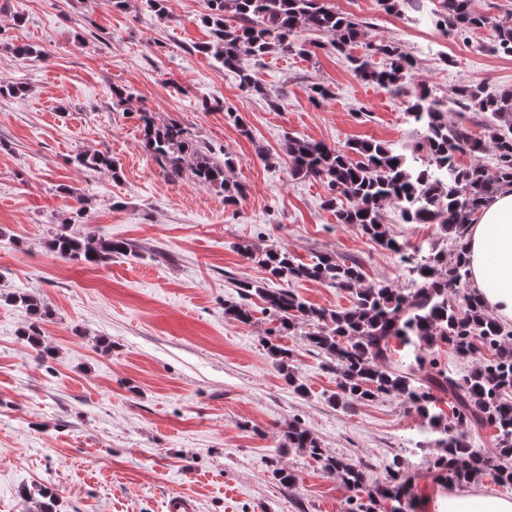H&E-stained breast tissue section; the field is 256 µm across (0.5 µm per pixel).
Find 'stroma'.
<instances>
[{
  "label": "stroma",
  "mask_w": 512,
  "mask_h": 512,
  "mask_svg": "<svg viewBox=\"0 0 512 512\" xmlns=\"http://www.w3.org/2000/svg\"><path fill=\"white\" fill-rule=\"evenodd\" d=\"M365 27L367 40H395L416 60L408 88L453 98L464 83L512 88V57L496 54L494 30L468 40L432 23L439 0L386 13L379 0H326ZM206 0H168L158 17L144 0L115 10L106 0H0V512H38L37 491L58 512H166L170 496L197 512H350L353 490L286 447L296 421L330 455L379 478L393 456L406 461L407 512H440L457 487L429 462L436 434L404 399L329 403L336 374L300 333L282 337L307 385L295 394L268 355L274 324L253 301L251 324L224 313L235 281L265 271L244 255L284 247L302 262L317 254L357 259L368 285H413L400 253L452 254L436 224H406L393 206L382 218L401 247L383 249L337 223L319 179H293L284 143L297 135L331 147L358 139L413 152L406 96L361 81L349 55L246 58L259 91L197 47L210 39ZM23 42L31 55L16 56ZM316 85L331 96L312 98ZM127 100L116 105L114 90ZM237 107L251 129L204 103ZM180 122L234 161L230 179L247 193L228 204L191 171L169 181L149 153L137 112ZM109 152L116 172L77 164L80 152ZM81 235L120 239L134 252L104 266L64 260L47 242L64 221ZM44 299L53 317L39 354L19 332L29 317L5 294ZM294 476L282 485L269 460Z\"/></svg>",
  "instance_id": "stroma-1"
}]
</instances>
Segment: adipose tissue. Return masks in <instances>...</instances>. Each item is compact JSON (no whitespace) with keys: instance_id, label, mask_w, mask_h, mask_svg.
Here are the masks:
<instances>
[{"instance_id":"adipose-tissue-1","label":"adipose tissue","mask_w":512,"mask_h":512,"mask_svg":"<svg viewBox=\"0 0 512 512\" xmlns=\"http://www.w3.org/2000/svg\"><path fill=\"white\" fill-rule=\"evenodd\" d=\"M471 283L503 321H512V186L489 198L466 240Z\"/></svg>"}]
</instances>
